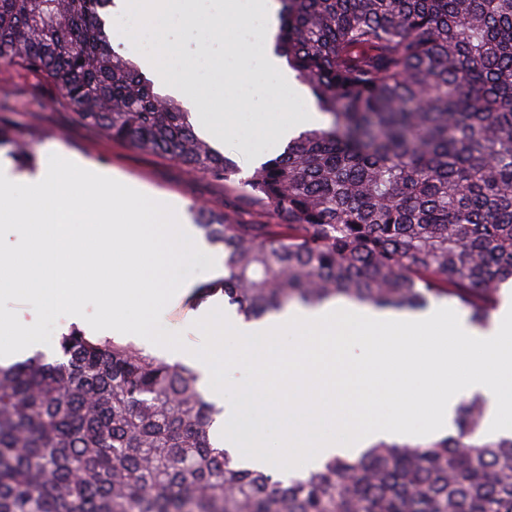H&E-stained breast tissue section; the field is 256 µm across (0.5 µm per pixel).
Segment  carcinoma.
Listing matches in <instances>:
<instances>
[{"label":"carcinoma","instance_id":"1","mask_svg":"<svg viewBox=\"0 0 512 512\" xmlns=\"http://www.w3.org/2000/svg\"><path fill=\"white\" fill-rule=\"evenodd\" d=\"M275 51L329 115L236 180L112 49L113 0H0V68L58 91L98 136L231 186L197 208L246 323L337 299L417 312L446 300L487 326L512 280V0H278ZM30 159L0 117V148ZM194 369L72 328L57 358L0 366V512H512V436L379 442L285 479L213 434Z\"/></svg>","mask_w":512,"mask_h":512}]
</instances>
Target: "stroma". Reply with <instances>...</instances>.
Segmentation results:
<instances>
[{
  "instance_id": "obj_1",
  "label": "stroma",
  "mask_w": 512,
  "mask_h": 512,
  "mask_svg": "<svg viewBox=\"0 0 512 512\" xmlns=\"http://www.w3.org/2000/svg\"><path fill=\"white\" fill-rule=\"evenodd\" d=\"M164 39L169 43L183 42V58L196 64L189 73L191 84L205 89L208 97H216L222 88L216 71L217 64L224 61L221 43L203 40L197 30L190 27L180 35L166 33ZM56 95L53 88L25 83L8 73L0 74V99L9 100V115L15 122L30 128V150L35 161L61 150L93 160L147 187L156 200H178L184 215H191L195 204L203 201L223 208L227 194L223 183L192 176L177 162L100 138L78 124L69 113L56 111L52 106ZM195 293L192 287L178 290L161 317L163 327L182 333L185 343L191 347L202 342L194 323L201 318L203 309L224 301L220 293L198 301Z\"/></svg>"
}]
</instances>
